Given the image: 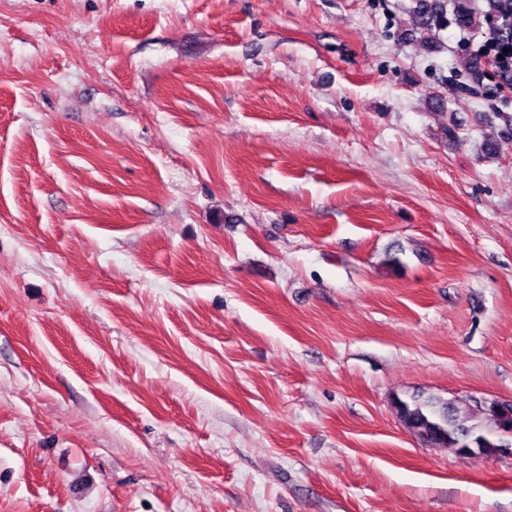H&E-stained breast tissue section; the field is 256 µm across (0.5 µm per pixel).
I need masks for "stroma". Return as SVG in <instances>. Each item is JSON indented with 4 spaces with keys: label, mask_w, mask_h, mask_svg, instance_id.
<instances>
[{
    "label": "stroma",
    "mask_w": 512,
    "mask_h": 512,
    "mask_svg": "<svg viewBox=\"0 0 512 512\" xmlns=\"http://www.w3.org/2000/svg\"><path fill=\"white\" fill-rule=\"evenodd\" d=\"M440 3L0 0V512H512L391 407L512 402V90ZM428 0H418L414 12V18L417 28L423 31H431L433 22L440 21V14L434 4Z\"/></svg>",
    "instance_id": "stroma-1"
}]
</instances>
